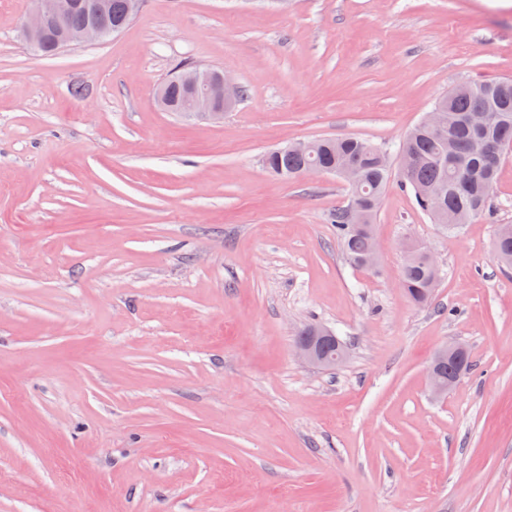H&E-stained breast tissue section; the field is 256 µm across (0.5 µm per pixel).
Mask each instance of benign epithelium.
I'll return each mask as SVG.
<instances>
[{
    "instance_id": "obj_1",
    "label": "benign epithelium",
    "mask_w": 512,
    "mask_h": 512,
    "mask_svg": "<svg viewBox=\"0 0 512 512\" xmlns=\"http://www.w3.org/2000/svg\"><path fill=\"white\" fill-rule=\"evenodd\" d=\"M111 0H32V7L18 27L19 40L32 52L41 54L44 50L49 26L55 27V47L60 51L80 44H95L119 35L123 26H106L102 19L111 14ZM76 10L84 11L92 19L79 26H68L70 14ZM170 81L180 85L186 92L184 103L176 109L184 116L206 120H218L224 113L231 111L240 99V83L233 77L193 63H184L175 68ZM320 339L331 340L336 345V354L324 356L315 339L300 338L294 346L296 356L303 362L325 369H333L344 362L347 351L342 341L332 332L315 328ZM464 352L460 344H449L440 349L428 371L429 386L437 396L448 393L460 379L459 374L448 373L441 376L437 367L440 363L453 360Z\"/></svg>"
}]
</instances>
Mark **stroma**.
Segmentation results:
<instances>
[{
	"label": "stroma",
	"instance_id": "stroma-1",
	"mask_svg": "<svg viewBox=\"0 0 512 512\" xmlns=\"http://www.w3.org/2000/svg\"><path fill=\"white\" fill-rule=\"evenodd\" d=\"M29 6L0 0V512H512V150L493 219L455 235L391 183L375 274L327 222L346 183L262 167L300 140L396 149L458 83L512 77V0H146L51 57L18 38ZM184 60L245 98L160 110ZM407 237L441 269L424 306ZM310 323L340 366L295 356ZM451 343L473 367L437 397ZM511 230L506 226H500L494 243V251L498 261L508 267H512V224ZM315 332L318 336L311 339L299 338L294 346L296 356L303 362L312 364L325 369L336 368L337 365L344 362L347 351L342 341L339 340L332 332L323 327H316ZM331 340L336 345V354L331 357H325L315 345V339ZM464 347L460 344H449L440 349L432 362V365L428 371L429 386L434 395L441 396L448 393V390L452 388L460 379L458 373H451L448 371V363L442 367L443 373L447 377L441 376L437 367L440 363L453 360L463 353Z\"/></svg>",
	"mask_w": 512,
	"mask_h": 512
}]
</instances>
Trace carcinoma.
<instances>
[{"label": "carcinoma", "mask_w": 512, "mask_h": 512, "mask_svg": "<svg viewBox=\"0 0 512 512\" xmlns=\"http://www.w3.org/2000/svg\"><path fill=\"white\" fill-rule=\"evenodd\" d=\"M435 105L444 109L448 136L442 140L419 124L412 128L398 147V152L411 159V167L405 173L395 175L384 165L387 149L383 146L350 136L318 142L310 155L271 152L265 158L267 170L286 179L301 177L313 161L334 167L347 157L357 158V182L350 186L348 203L328 218L347 260L357 268L371 252L374 218L395 177L414 196L419 209L450 233L473 218L493 212L500 163L504 153L512 149V79L463 84ZM478 110L494 116L493 123L483 131L501 147L498 157L492 160L469 154V142L477 131L468 118ZM494 251L502 265L512 267V229L499 227ZM439 277L440 268L421 249L415 250L400 270L402 288L419 305L432 298L431 289Z\"/></svg>", "instance_id": "cac0c4a2"}]
</instances>
